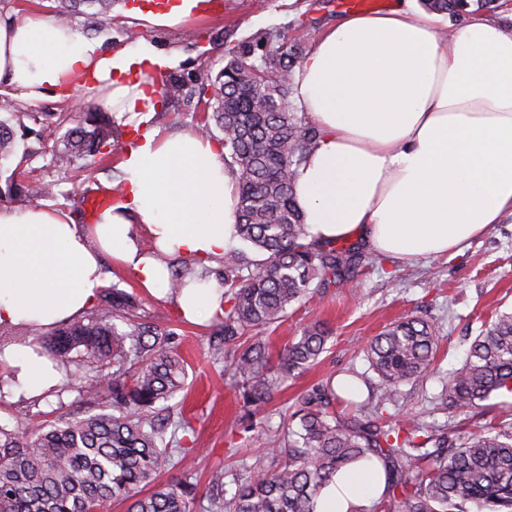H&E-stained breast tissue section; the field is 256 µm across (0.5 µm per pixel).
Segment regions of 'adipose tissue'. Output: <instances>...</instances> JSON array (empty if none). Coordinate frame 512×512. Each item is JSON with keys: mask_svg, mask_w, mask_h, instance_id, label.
Instances as JSON below:
<instances>
[{"mask_svg": "<svg viewBox=\"0 0 512 512\" xmlns=\"http://www.w3.org/2000/svg\"><path fill=\"white\" fill-rule=\"evenodd\" d=\"M209 10L207 0H168L142 18L176 31ZM170 62L148 42L104 55L55 22L0 24V80L20 96L104 88L102 106L139 127L118 165L122 191L94 223L0 207V327L44 331L79 318L109 283L105 254L186 320L219 310L216 282L168 288L167 258L209 264L235 244L237 220L223 149L150 124L159 109L153 76ZM293 79L294 105L321 130L294 185L312 240L358 236L377 253L412 260L446 254L512 213V33L471 18L444 47L430 17L399 0L320 30ZM143 234L157 256L143 251ZM0 364L16 399L62 379L30 338L1 349ZM384 486L380 463L368 461L335 477L316 512H356Z\"/></svg>", "mask_w": 512, "mask_h": 512, "instance_id": "obj_1", "label": "adipose tissue"}]
</instances>
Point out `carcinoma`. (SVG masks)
<instances>
[{
  "mask_svg": "<svg viewBox=\"0 0 512 512\" xmlns=\"http://www.w3.org/2000/svg\"><path fill=\"white\" fill-rule=\"evenodd\" d=\"M117 0H58L57 18L80 10L88 31L112 20ZM432 11L460 15L476 7L493 12L495 0H425ZM260 36L228 49L230 59L216 76L200 75L195 133L209 137L217 127L220 144L237 183L235 234L262 258L230 250L216 261L223 268L224 302L216 313L224 337V372L242 401L243 414L230 430L257 428V415L288 381L303 375L325 352L331 331L320 320L307 324L270 363L258 333L283 322L288 307L311 299L331 284L354 282L353 269L368 265L356 244L308 240L294 202L296 169L320 137L319 128L290 105V73L303 53L283 42L267 47ZM267 47L261 56L257 50ZM181 77L163 80L167 101L182 97ZM80 122L56 135L51 164L57 173L92 168L125 146L135 130L115 123L105 112L80 107ZM0 111L19 125L43 126L44 115L22 112L9 98ZM16 157V134L0 120V167ZM58 183L31 174L8 181L0 196L49 198ZM188 264L173 271L170 291L187 285ZM134 295L112 287L77 320L53 329L45 353L64 369L59 390L72 388L73 372H83L81 388L100 412L86 417L60 415L29 420L21 429L0 426V512H99L109 502L126 512H191L194 488L188 482L160 484L148 495L141 488L164 471L191 469L196 449L173 448L166 440L171 422L166 402L184 390L188 374L173 351L175 333L156 322L139 320ZM439 337L426 320L407 316L385 326L363 349L377 374L376 390L359 399L352 383L346 394L334 376L300 394L283 429L262 431L264 444L279 449V459L241 456L225 489L224 471L209 481L212 512H316L321 491L340 472L376 459L386 487L376 512H512V423H489L479 431L459 432L448 444L445 428L418 415L405 426L389 425L383 412L396 405L399 387L432 371ZM512 391V312L500 314L470 345L461 367L449 376L442 409L467 412L493 394Z\"/></svg>",
  "mask_w": 512,
  "mask_h": 512,
  "instance_id": "cac0c4a2",
  "label": "carcinoma"
}]
</instances>
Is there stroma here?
Here are the masks:
<instances>
[{
	"mask_svg": "<svg viewBox=\"0 0 512 512\" xmlns=\"http://www.w3.org/2000/svg\"><path fill=\"white\" fill-rule=\"evenodd\" d=\"M156 2L118 0L112 24L91 33L90 38L109 55L130 46L127 30L137 31L140 38L153 40L165 54L175 55L172 70L183 76L192 93L197 90L196 73L207 69L215 74L223 68L228 43L247 44L264 32L272 44L285 42L305 50L315 34L342 13L338 0H214L215 10L208 17L170 35L152 30L132 15L133 10H148ZM58 7L57 0H0V21H51ZM74 104V98L49 90L39 99L21 100L20 109L44 113L48 126L72 128L78 124ZM118 162L117 156L110 155L102 165L69 172L62 177L56 196L48 199V206L80 220L85 192L97 191L107 183ZM355 278L353 286L330 285L312 299L289 307L287 319L272 332L270 341L276 351L314 318L325 320L333 336L318 364L267 405L268 426L278 427L281 413L297 394L326 376L341 379L354 369L376 381L362 347L388 323L405 315L433 324L440 342L433 372L401 385L398 404L390 414L399 421L430 409L436 423H447L448 414L433 409L446 378L464 363L471 342L496 314L512 310V214H504L499 223L464 243L458 252L412 262L381 255L375 265L358 269ZM112 282L137 296L142 318L158 321L176 334L174 347L187 364L188 378L184 391L175 398L173 418L190 426L183 434V446L204 451L190 481L197 486L193 512H206L211 471L220 468L230 476L239 469L229 456L230 447L254 449L261 445L257 432L230 429L240 407L228 388L224 360L218 354L224 343L213 334V319L186 321L169 302L141 288L130 273L113 268ZM58 409L80 417L95 411L87 396L76 390L16 401L0 392L3 426L14 428Z\"/></svg>",
	"mask_w": 512,
	"mask_h": 512,
	"instance_id": "1",
	"label": "stroma"
}]
</instances>
